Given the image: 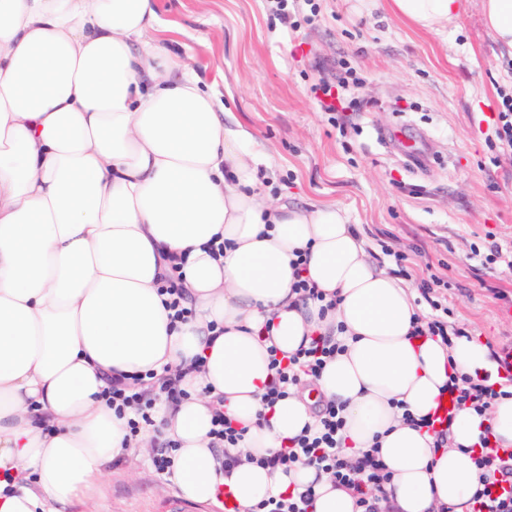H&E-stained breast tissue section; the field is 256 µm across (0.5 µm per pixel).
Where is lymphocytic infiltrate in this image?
I'll use <instances>...</instances> for the list:
<instances>
[{
	"instance_id": "lymphocytic-infiltrate-1",
	"label": "lymphocytic infiltrate",
	"mask_w": 512,
	"mask_h": 512,
	"mask_svg": "<svg viewBox=\"0 0 512 512\" xmlns=\"http://www.w3.org/2000/svg\"><path fill=\"white\" fill-rule=\"evenodd\" d=\"M360 83L356 69L343 61L334 80L312 85L311 92L320 111L335 116L345 110L344 92ZM441 285V278L435 275L421 281V295L427 299L433 313L424 317L415 333L441 338L449 346L455 338L463 336L464 331L449 327L441 316L442 305L433 297ZM341 350V345L332 338L319 337L291 356L272 355L273 378L263 395L265 405L274 406L287 397L289 389L298 386L303 378L319 376L326 360ZM183 377V371L178 369L137 378L132 385L116 379L104 397L116 416L126 417L129 431L135 435L143 428L154 426L158 402L174 403L185 396L186 391L181 386ZM448 392L452 410L470 408L479 413L488 410L501 395L494 385L476 382L467 375L452 376ZM344 426L339 409L335 404H328L317 424L306 427L288 446L257 457L256 463L286 474L300 464L331 473L337 486L353 493L359 512H385L383 504L391 473L380 458L378 448L362 450L354 459L347 457L342 448ZM492 438V431L484 430L470 450V458L480 472L472 512H512V452H501Z\"/></svg>"
}]
</instances>
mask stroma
<instances>
[{
  "label": "stroma",
  "instance_id": "35a3bbf8",
  "mask_svg": "<svg viewBox=\"0 0 512 512\" xmlns=\"http://www.w3.org/2000/svg\"><path fill=\"white\" fill-rule=\"evenodd\" d=\"M320 20L291 30L267 0H161L172 47L188 57L271 163L289 204L345 208L374 263L393 269L382 243L417 247L406 284L436 274L450 326L499 349L512 345V270L486 264L490 245L512 252V159L489 141L500 92H512V56L471 0L447 36L415 30L350 0H319ZM357 70L364 106L338 129L310 88L340 60ZM392 134L380 143L377 131ZM422 154L416 168L406 145ZM178 486L148 458L113 465L101 497L65 512H168Z\"/></svg>",
  "mask_w": 512,
  "mask_h": 512
}]
</instances>
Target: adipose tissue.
I'll list each match as a JSON object with an SVG mask.
<instances>
[{"label":"adipose tissue","instance_id":"ef3b65f1","mask_svg":"<svg viewBox=\"0 0 512 512\" xmlns=\"http://www.w3.org/2000/svg\"><path fill=\"white\" fill-rule=\"evenodd\" d=\"M469 2L356 7L442 34ZM480 7L512 53V0ZM158 16L159 0H0V512L91 498L112 462L155 440L176 443L172 477L189 500L226 492L247 512L311 486L315 512H357L325 472L255 463L314 425L320 399L341 406L347 447L378 445L396 512H469L478 475L464 450L488 427L512 447V396L457 411L444 448L402 414L434 413L452 375L485 379L489 346L415 336L414 291L371 261L345 209L280 202L253 137L225 124ZM174 259L193 309L176 325L158 292ZM299 274L335 310L301 300ZM315 336L343 352L264 408L271 350L290 355ZM198 357L188 397L131 437L102 396L112 378ZM218 410L246 430L229 471L209 435Z\"/></svg>","mask_w":512,"mask_h":512}]
</instances>
